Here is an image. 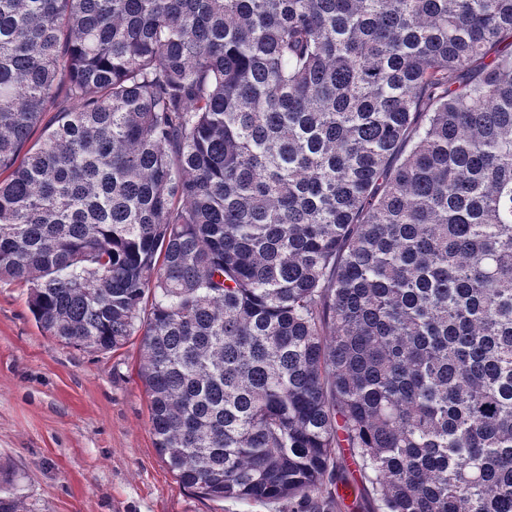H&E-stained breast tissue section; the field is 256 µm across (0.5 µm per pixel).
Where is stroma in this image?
I'll use <instances>...</instances> for the list:
<instances>
[{"label": "stroma", "mask_w": 512, "mask_h": 512, "mask_svg": "<svg viewBox=\"0 0 512 512\" xmlns=\"http://www.w3.org/2000/svg\"><path fill=\"white\" fill-rule=\"evenodd\" d=\"M0 281V493L28 512H288L180 486L154 447L131 341L91 354L46 335Z\"/></svg>", "instance_id": "stroma-1"}]
</instances>
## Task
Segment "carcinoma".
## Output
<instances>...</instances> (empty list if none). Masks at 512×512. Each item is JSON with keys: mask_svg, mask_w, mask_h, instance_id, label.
<instances>
[{"mask_svg": "<svg viewBox=\"0 0 512 512\" xmlns=\"http://www.w3.org/2000/svg\"><path fill=\"white\" fill-rule=\"evenodd\" d=\"M0 280L205 498L512 512V0H0ZM331 488L333 495L340 496V500L343 499V506L341 512H372L374 507L370 496L368 497L362 490L361 484L350 482L349 485H344L340 481L328 486ZM346 491V496L342 497L341 492Z\"/></svg>", "mask_w": 512, "mask_h": 512, "instance_id": "1", "label": "carcinoma"}]
</instances>
